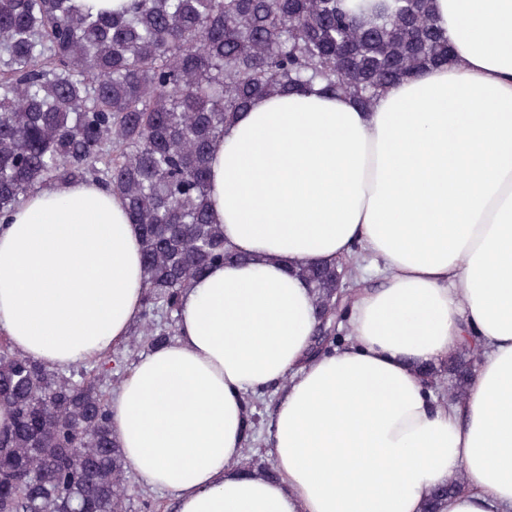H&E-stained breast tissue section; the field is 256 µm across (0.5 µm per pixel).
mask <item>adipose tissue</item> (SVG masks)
I'll return each mask as SVG.
<instances>
[{
  "instance_id": "obj_1",
  "label": "adipose tissue",
  "mask_w": 512,
  "mask_h": 512,
  "mask_svg": "<svg viewBox=\"0 0 512 512\" xmlns=\"http://www.w3.org/2000/svg\"><path fill=\"white\" fill-rule=\"evenodd\" d=\"M448 64L372 107L315 84L225 125L209 210L234 260L182 295L178 333L110 400L128 466L176 512H512V0H433ZM367 260L354 334L309 353L302 263ZM145 293L140 230L94 181L34 192L0 225V333L52 368L122 346ZM482 345L464 402L426 369ZM282 385L275 474L230 470L245 397Z\"/></svg>"
}]
</instances>
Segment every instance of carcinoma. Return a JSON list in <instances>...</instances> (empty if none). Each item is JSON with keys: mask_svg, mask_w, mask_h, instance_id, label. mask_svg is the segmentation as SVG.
I'll return each mask as SVG.
<instances>
[{"mask_svg": "<svg viewBox=\"0 0 512 512\" xmlns=\"http://www.w3.org/2000/svg\"><path fill=\"white\" fill-rule=\"evenodd\" d=\"M431 0H0V220L62 181H96L125 201L146 272L140 346L176 332L184 289L233 257L209 214V159L252 100L317 79L363 107L386 85L448 63ZM323 351L342 341L352 293L306 263ZM480 348L448 356V400L467 396ZM120 352L66 375L0 337V512H128L127 466L100 379ZM247 472L274 473L273 458Z\"/></svg>", "mask_w": 512, "mask_h": 512, "instance_id": "1", "label": "carcinoma"}]
</instances>
